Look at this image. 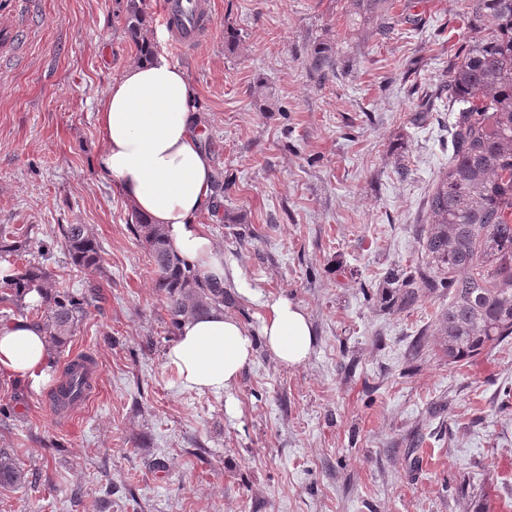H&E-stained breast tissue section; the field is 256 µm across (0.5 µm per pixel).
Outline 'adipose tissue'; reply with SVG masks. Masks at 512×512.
I'll use <instances>...</instances> for the list:
<instances>
[{"label": "adipose tissue", "mask_w": 512, "mask_h": 512, "mask_svg": "<svg viewBox=\"0 0 512 512\" xmlns=\"http://www.w3.org/2000/svg\"><path fill=\"white\" fill-rule=\"evenodd\" d=\"M196 99L185 73L160 53L127 66L96 111L103 139L97 166L135 212L164 232L178 257L202 276L234 283L238 271L225 266L223 252L199 222L215 199ZM265 308L268 352L286 366L304 364L315 332L303 307L279 296ZM254 352L250 332L218 307L182 322L165 359L184 388L226 394ZM50 368L44 330L27 319H0V375L37 386L49 381Z\"/></svg>", "instance_id": "obj_1"}]
</instances>
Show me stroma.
<instances>
[{
  "label": "stroma",
  "mask_w": 512,
  "mask_h": 512,
  "mask_svg": "<svg viewBox=\"0 0 512 512\" xmlns=\"http://www.w3.org/2000/svg\"><path fill=\"white\" fill-rule=\"evenodd\" d=\"M125 2L0 0V224L30 229L33 258L102 296L52 349L45 385L0 377V448L39 476L0 492V512H503L512 339L463 366L432 342L411 364L447 293L402 312L363 294L422 259L424 204L451 156L463 0H392L399 24L384 38L352 0H212V36L185 53L158 44L196 86L202 144L230 183L202 222L240 272L231 314L259 334L264 301L283 295L315 331L306 363L258 348L228 394L184 389L167 365L150 256L95 167L97 103L139 58ZM316 42L338 52L321 87L306 69ZM267 96L283 111H262ZM228 210L244 223H225ZM66 224L87 226L102 268L70 265ZM73 354L101 379L61 414L52 393Z\"/></svg>",
  "instance_id": "35a3bbf8"
}]
</instances>
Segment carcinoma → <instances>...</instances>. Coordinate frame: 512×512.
<instances>
[{
  "instance_id": "cac0c4a2",
  "label": "carcinoma",
  "mask_w": 512,
  "mask_h": 512,
  "mask_svg": "<svg viewBox=\"0 0 512 512\" xmlns=\"http://www.w3.org/2000/svg\"><path fill=\"white\" fill-rule=\"evenodd\" d=\"M126 2V31L143 53L150 16L144 0ZM352 2L374 34L385 37L394 29L387 0ZM464 14L470 36L448 63L451 157L425 202L423 260L409 271H397L390 287L380 291V298L403 310L438 288L448 289V307L437 316L433 335L450 365L469 363L512 337V0H464ZM307 67L319 83L335 73L334 48L314 46ZM134 220L173 327L225 304L224 284L206 280L178 259L160 229L138 215ZM63 236L70 264L102 266L101 248L86 225L68 224ZM29 249L28 235L0 225V252L10 264L0 282V306L38 315L35 322L48 341L62 347L96 296L63 286L39 261L20 265L10 260ZM32 292L41 304L26 303ZM80 386L64 372L55 406L67 408L70 392ZM27 480L11 449L0 448V489Z\"/></svg>"
}]
</instances>
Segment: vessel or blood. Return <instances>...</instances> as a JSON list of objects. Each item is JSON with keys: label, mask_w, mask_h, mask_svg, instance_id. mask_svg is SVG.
<instances>
[{"label": "vessel or blood", "mask_w": 512, "mask_h": 512, "mask_svg": "<svg viewBox=\"0 0 512 512\" xmlns=\"http://www.w3.org/2000/svg\"><path fill=\"white\" fill-rule=\"evenodd\" d=\"M162 23L171 34L173 46L190 49L215 26L211 0H164ZM65 366L84 375L87 391H96L99 372L91 358L77 354L69 357Z\"/></svg>", "instance_id": "vessel-or-blood-1"}]
</instances>
